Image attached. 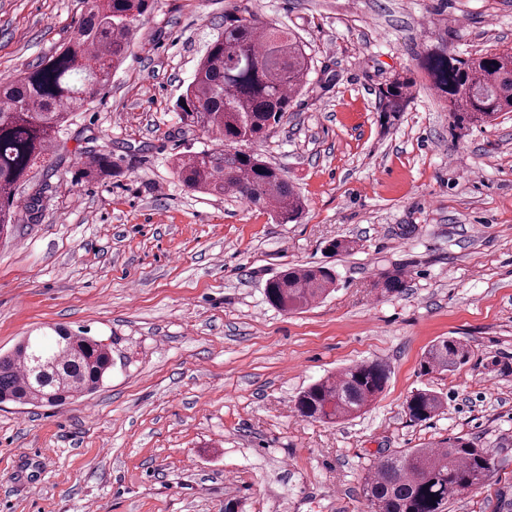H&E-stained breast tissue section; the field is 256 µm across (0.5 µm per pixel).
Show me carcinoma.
Wrapping results in <instances>:
<instances>
[{
  "label": "carcinoma",
  "mask_w": 512,
  "mask_h": 512,
  "mask_svg": "<svg viewBox=\"0 0 512 512\" xmlns=\"http://www.w3.org/2000/svg\"><path fill=\"white\" fill-rule=\"evenodd\" d=\"M86 9L69 42L40 65L0 83V236L6 237L21 214L39 212L43 189L18 206V186L34 170L50 167L49 156L69 115L89 104L109 85L112 69L130 49L134 30L150 0H85ZM312 58L300 37L287 28L253 17H227L224 32L210 44L193 81L178 103L180 124L212 134L220 147L189 152L174 166L187 186L213 195L239 198L270 210L278 224L300 218L304 200L282 170L264 160L256 146L277 126L305 86ZM420 66L431 79L454 122L491 123L512 112V49L463 58L442 43L427 48ZM411 81L396 74L379 93V109L389 122L407 106ZM111 158L85 152L81 175L108 176ZM336 285L325 266H292L266 281L270 305L300 311L327 297ZM382 294L406 287L403 269L380 273ZM52 341L28 336L0 354V403L57 406L95 390L112 371V348L90 336L53 329ZM470 359V350L453 338H440L426 350L421 369L452 372ZM388 367L361 362L323 378L300 392L295 408L306 419L334 422L364 412L385 390ZM444 402L419 390L406 401L414 422L438 415ZM493 471L488 449L472 439L448 438L440 448H405L376 458L364 479L369 512H447L448 502L482 486Z\"/></svg>",
  "instance_id": "obj_1"
}]
</instances>
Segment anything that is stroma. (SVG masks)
Segmentation results:
<instances>
[{
    "label": "stroma",
    "instance_id": "35a3bbf8",
    "mask_svg": "<svg viewBox=\"0 0 512 512\" xmlns=\"http://www.w3.org/2000/svg\"><path fill=\"white\" fill-rule=\"evenodd\" d=\"M83 0H0V78L73 36ZM293 29L314 60L260 150L305 199L296 222L188 188L173 157L217 147L177 104L229 16ZM512 46V0H154L106 90L73 113L43 207L0 241V350L61 326L112 346L93 394L58 407L0 404V512H368L371 462L452 436L494 469L448 512H512V112L459 128L418 64ZM409 73L383 125L378 92ZM112 176L87 180V149ZM358 250L336 255L332 241ZM326 265L336 290L301 311L267 279ZM400 267L402 293L381 295ZM467 364L423 374L437 339ZM390 371L355 419L300 417L297 394L362 361ZM419 389L445 402L414 423ZM405 286V274L398 267L381 272L377 281V287L381 288L384 295L399 294Z\"/></svg>",
    "mask_w": 512,
    "mask_h": 512
}]
</instances>
